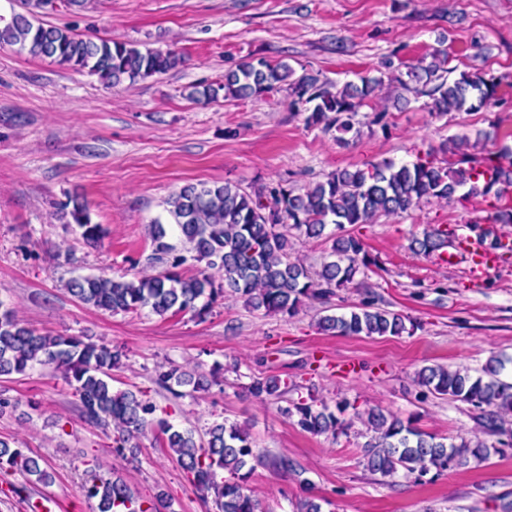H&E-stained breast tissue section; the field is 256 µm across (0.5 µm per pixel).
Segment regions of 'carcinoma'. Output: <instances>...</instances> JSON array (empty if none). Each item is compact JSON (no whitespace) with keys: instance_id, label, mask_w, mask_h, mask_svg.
Segmentation results:
<instances>
[{"instance_id":"carcinoma-1","label":"carcinoma","mask_w":512,"mask_h":512,"mask_svg":"<svg viewBox=\"0 0 512 512\" xmlns=\"http://www.w3.org/2000/svg\"><path fill=\"white\" fill-rule=\"evenodd\" d=\"M0 43L18 47L34 56L76 71L88 70L109 85L135 83L165 73L182 63L174 51L140 50L132 43L106 38H80L71 31L40 24L21 13L13 14L0 29ZM448 55L432 52L406 72L392 74L389 82L426 97L424 107L438 115L476 112L496 99L498 81L484 72H463L448 80ZM383 84L381 77H362L343 86L307 72L294 76L286 63L266 60L245 61L224 73L218 87H193L189 96L209 100L224 91V97L247 99L278 90L288 91L289 105L306 113L310 126H323L344 135L355 125L358 109L371 100ZM466 141L448 140V153L458 156L441 164L430 158L396 163L381 160L363 167H344L329 174L312 188L269 183L253 191L237 184H186L165 199L167 220L150 225L154 243L151 262L165 269L140 274L132 280L103 275L80 276L68 283L69 293L80 302L114 314L147 309L159 316L191 312L199 319L208 315L218 299L239 297L256 311L295 315L307 300H325L335 291L353 283L359 273L379 267L364 242L346 226L369 224L380 215L411 210L431 200H450L457 191L501 197L512 185V169L501 164V156L490 153L478 159L465 152ZM67 223L75 225L82 239L96 247L106 237L100 224L91 222L90 209L83 198L69 195L59 203ZM289 225L308 239L323 236L332 241L330 260L311 272L290 259L293 244L278 228ZM330 234H325L329 225ZM175 234L181 247L169 243ZM410 249L424 256L442 255L448 249V231L431 227L415 237ZM205 267L187 276L188 260ZM408 318L377 304L375 295L366 297L356 309L339 315H325L319 329L336 336H398L407 331ZM123 351L78 336L44 334L28 326L10 304L0 299V376L23 374L36 367H48L63 374L78 397L86 421L112 428L114 451L124 453L131 438L154 428L165 436L172 458L194 487L204 495H214L216 512H258V501L248 487L250 461L259 453L250 435L236 423H215L203 437L191 430L155 419V405L130 391L115 392L112 370L122 365ZM506 361L490 357L481 371L430 365L416 372L419 396H449L477 411L480 433L496 438L492 444L462 438L445 442L419 429L412 420L386 414L378 408L358 410L349 400L336 402V410L317 400H288L281 413L309 434H348L359 422L369 434L363 445L365 466L384 478L400 475L416 479L434 471L480 464L491 454L512 448V383L501 379ZM156 382L165 389L171 384L207 390L208 378L197 371L175 366L160 369ZM293 384L271 376L256 378L247 387L254 398H283ZM353 410L352 417L343 415ZM0 470L19 473L44 484L51 478L40 459L22 448L0 440ZM87 498L98 500L99 512H160L164 497L146 508L136 504L128 485L120 478H95L83 485Z\"/></svg>"}]
</instances>
